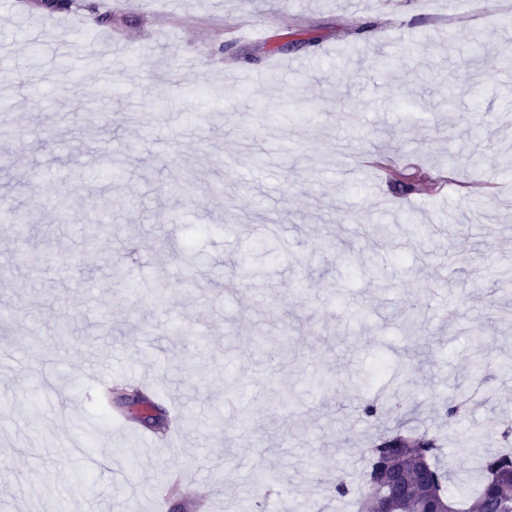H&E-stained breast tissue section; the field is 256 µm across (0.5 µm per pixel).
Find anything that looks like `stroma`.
I'll return each instance as SVG.
<instances>
[{"label":"stroma","mask_w":512,"mask_h":512,"mask_svg":"<svg viewBox=\"0 0 512 512\" xmlns=\"http://www.w3.org/2000/svg\"><path fill=\"white\" fill-rule=\"evenodd\" d=\"M501 4L0 0V206L27 218L0 222V512H244L260 486L256 512H342L337 479L359 487L397 429L440 437L449 496L469 494L512 423ZM302 98L315 125L253 109ZM452 152L485 163L452 173ZM379 156L444 182L400 191ZM142 377L152 425L116 401Z\"/></svg>","instance_id":"1"}]
</instances>
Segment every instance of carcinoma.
Returning <instances> with one entry per match:
<instances>
[{"mask_svg": "<svg viewBox=\"0 0 512 512\" xmlns=\"http://www.w3.org/2000/svg\"><path fill=\"white\" fill-rule=\"evenodd\" d=\"M424 182L422 171L398 172L394 184L412 192ZM439 439L395 432L374 440L369 471L359 491L360 512H374L375 499L386 498L392 512H512V453L484 459L481 477L463 500L445 493L448 471L439 464Z\"/></svg>", "mask_w": 512, "mask_h": 512, "instance_id": "1", "label": "carcinoma"}]
</instances>
